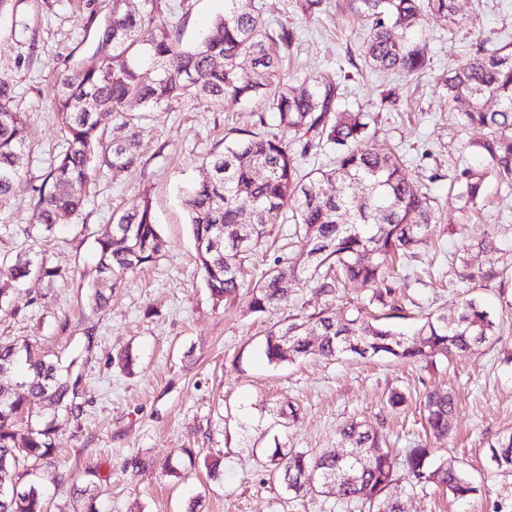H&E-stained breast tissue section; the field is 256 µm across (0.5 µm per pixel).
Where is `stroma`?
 <instances>
[{
  "instance_id": "35a3bbf8",
  "label": "stroma",
  "mask_w": 512,
  "mask_h": 512,
  "mask_svg": "<svg viewBox=\"0 0 512 512\" xmlns=\"http://www.w3.org/2000/svg\"><path fill=\"white\" fill-rule=\"evenodd\" d=\"M272 28L296 34L284 56L295 78L321 73L338 78L353 71L340 108L378 111L375 149H399L409 178L430 181L440 204L430 225L432 247L408 260L407 279L392 281L402 317L393 325L411 332L429 313L452 310L458 294L482 300L498 324L492 341L429 368L390 360L311 355L293 363H268V330L292 315L325 308L347 311L367 304L372 288L356 283L333 299L312 282L296 279L277 309L256 314L248 291L217 302L205 287L181 204L184 189L207 174L210 154L246 132L276 131L269 104L185 98L147 113L140 123L131 169L101 167L81 215L49 237H27L34 198L50 162L63 149L50 101L68 67L91 54L98 27L87 22L89 0H12L0 14V82L16 89L15 105L32 126L28 166L0 199V281L16 256L68 270L67 280L12 286L0 310V338L24 339L34 354L59 356L83 375L79 420L59 418L53 474L42 476L57 512H359L332 494L295 495L269 477L274 448L312 454L336 447V427L364 422L394 437L421 433L418 396L451 392L457 405L453 433L439 453L455 462L479 488L461 502L434 489L406 488L404 512H493L512 502V479H490L489 445L512 430V190L489 180L484 199L462 222L448 187L455 167L479 162L480 129L465 130L437 82L463 67L477 44L512 43V0H458V20L427 29L418 42L430 61L427 76L411 80L370 69L359 54L361 27L348 0H261ZM164 18L183 43L198 39L224 12V0H162ZM395 109H381L382 98ZM149 199L165 248L155 262L126 276L104 306L88 300L96 279V238L114 216ZM287 227L271 225L246 264L254 276L273 267L288 247ZM494 246L477 251L481 239ZM473 281H465V274ZM129 351L132 372L113 364ZM409 398L406 409L385 405L391 391ZM300 408L296 420L280 417L286 401ZM196 458H189L188 449ZM138 456L149 463L137 474L123 467ZM221 459L224 473L205 464Z\"/></svg>"
}]
</instances>
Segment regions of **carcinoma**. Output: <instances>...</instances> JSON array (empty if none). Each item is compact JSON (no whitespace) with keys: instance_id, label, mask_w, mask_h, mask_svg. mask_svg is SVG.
I'll return each instance as SVG.
<instances>
[{"instance_id":"1","label":"carcinoma","mask_w":512,"mask_h":512,"mask_svg":"<svg viewBox=\"0 0 512 512\" xmlns=\"http://www.w3.org/2000/svg\"><path fill=\"white\" fill-rule=\"evenodd\" d=\"M98 43L60 80L52 108L61 119L64 149L36 189V225L26 233H51L76 219L96 168H133L139 112H154L184 97L271 102L279 128L299 147L265 130L224 147L207 162V178L183 198L203 280L221 302L242 285L246 252L266 227L287 220L301 243L294 255L274 260L253 286L249 308L265 313L288 296L299 276L317 280L330 295L344 283L372 285L388 278L390 262L426 244V230L437 222L436 199L428 186L406 177L404 160L369 147L376 135L370 111L338 108L340 83L310 76L299 87L282 74L269 43L294 42L284 26H266L255 0H224L218 17L192 46L177 31L157 21L155 0L132 10L125 0H104ZM365 21L360 54L385 72L414 76L427 67L413 35L431 23L456 21L457 0H351ZM452 109L464 125L484 130L478 143L480 166H458L450 191L459 211L477 206L486 181L512 187V46H486L463 68L441 80ZM14 91L0 84V198L7 195L26 165L30 128L13 106ZM125 118L127 135L105 145L99 116ZM331 146L333 165L302 173L297 156ZM338 185L332 195L331 184ZM164 248L148 200L113 219L97 238V284L113 288L128 274L154 261ZM68 272L46 262L33 264L19 255L11 267L14 282L65 280ZM497 334L492 313L475 297L462 296L451 313H429L414 334L363 315L299 314L272 328L264 341L270 363L293 362L317 354L326 360L356 355L387 356L415 364L455 352L478 349ZM82 375L72 374L57 358H34L20 340L0 342V512H48L37 470L54 467V435L60 412L77 421ZM429 435L448 438L456 415L453 395L426 391L419 400ZM38 417L17 431L18 421ZM496 477H512V431L491 444ZM273 477L296 494L336 492L367 512H404L402 493L433 486L455 499L478 487L455 464L436 456L426 442L396 450L376 429L348 420L336 429V449L311 455L303 451L269 455Z\"/></svg>"}]
</instances>
